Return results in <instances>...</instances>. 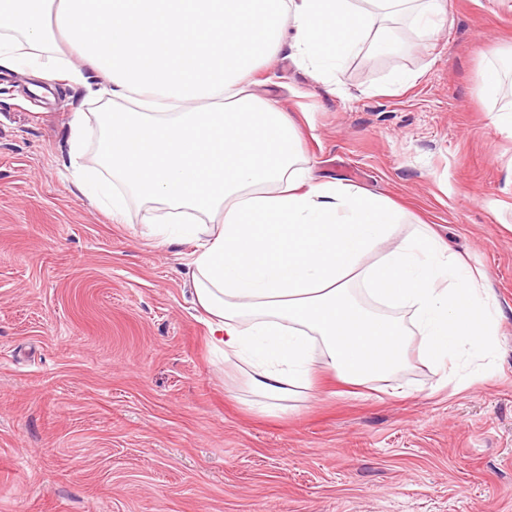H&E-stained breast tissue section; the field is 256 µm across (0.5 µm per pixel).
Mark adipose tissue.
Segmentation results:
<instances>
[{
  "label": "adipose tissue",
  "mask_w": 512,
  "mask_h": 512,
  "mask_svg": "<svg viewBox=\"0 0 512 512\" xmlns=\"http://www.w3.org/2000/svg\"><path fill=\"white\" fill-rule=\"evenodd\" d=\"M443 27L442 0H0V68L105 98L95 166L81 162L85 113L67 160L80 187L109 174L112 217L152 205L145 236L200 241L189 261L209 340L251 390L281 402L330 373L367 386L404 368L412 344L443 378L463 351L493 352L497 306L469 266L402 209L320 181L298 128L253 71L291 46L319 77L364 43L394 48L377 18ZM412 313V326L386 315Z\"/></svg>",
  "instance_id": "obj_1"
}]
</instances>
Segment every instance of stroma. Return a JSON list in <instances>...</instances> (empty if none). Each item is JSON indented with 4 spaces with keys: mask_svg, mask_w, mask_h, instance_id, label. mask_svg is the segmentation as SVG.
I'll return each mask as SVG.
<instances>
[{
    "mask_svg": "<svg viewBox=\"0 0 512 512\" xmlns=\"http://www.w3.org/2000/svg\"><path fill=\"white\" fill-rule=\"evenodd\" d=\"M446 7L437 36L396 17L392 53L331 81L287 48L254 78L315 177L404 207L397 236L430 225L492 288L498 347L461 390L416 354L398 394L327 375L260 410L209 343L194 243L143 237L134 199L114 223L63 166L102 101L0 72V512H512V0Z\"/></svg>",
    "mask_w": 512,
    "mask_h": 512,
    "instance_id": "obj_1",
    "label": "stroma"
}]
</instances>
